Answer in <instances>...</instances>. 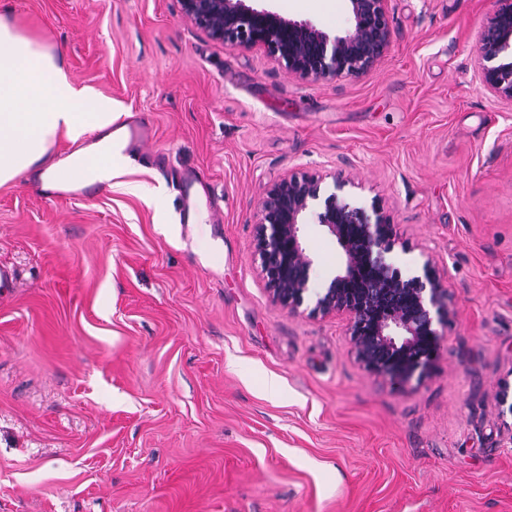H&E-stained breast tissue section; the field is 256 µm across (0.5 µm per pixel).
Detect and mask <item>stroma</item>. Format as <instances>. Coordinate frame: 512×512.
I'll return each instance as SVG.
<instances>
[{
	"instance_id": "1",
	"label": "stroma",
	"mask_w": 512,
	"mask_h": 512,
	"mask_svg": "<svg viewBox=\"0 0 512 512\" xmlns=\"http://www.w3.org/2000/svg\"><path fill=\"white\" fill-rule=\"evenodd\" d=\"M252 5L350 23L346 0ZM493 7L389 0L384 58L314 82L211 39L179 0H0L75 84L151 125L132 178L161 190L0 187V512H512V102L474 55ZM336 170L385 203L392 260L433 259L453 305L403 387L358 363L346 316L290 314L257 273L267 187ZM197 171L183 196L173 177ZM301 235L330 277L335 240Z\"/></svg>"
}]
</instances>
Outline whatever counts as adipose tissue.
Segmentation results:
<instances>
[{"label":"adipose tissue","instance_id":"obj_1","mask_svg":"<svg viewBox=\"0 0 512 512\" xmlns=\"http://www.w3.org/2000/svg\"><path fill=\"white\" fill-rule=\"evenodd\" d=\"M121 117L111 101L76 86L59 55L0 16V186L33 176L46 191L73 180L154 202L158 189L131 178ZM94 132L98 140L88 142ZM62 138L77 149L56 161L50 153Z\"/></svg>","mask_w":512,"mask_h":512}]
</instances>
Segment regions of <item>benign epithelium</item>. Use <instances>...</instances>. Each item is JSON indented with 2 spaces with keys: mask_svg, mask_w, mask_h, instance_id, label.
I'll return each mask as SVG.
<instances>
[{
  "mask_svg": "<svg viewBox=\"0 0 512 512\" xmlns=\"http://www.w3.org/2000/svg\"><path fill=\"white\" fill-rule=\"evenodd\" d=\"M350 26L330 34L314 25L256 8L248 0H180L183 15L216 41L260 49L288 74L311 81L360 76L386 55L391 43L388 0H347ZM475 45L480 81L493 96L512 101V0H496ZM357 187L340 173L291 174L270 185L253 222L259 276L271 301L291 314H344L358 362L371 374L402 386L437 359L452 310L432 261L423 274L404 275L387 263L395 245L385 204L371 210L341 196ZM332 237L343 263L318 289L311 288L313 261L301 226L308 218ZM501 414L512 415V383L496 395Z\"/></svg>",
  "mask_w": 512,
  "mask_h": 512,
  "instance_id": "1",
  "label": "benign epithelium"
}]
</instances>
